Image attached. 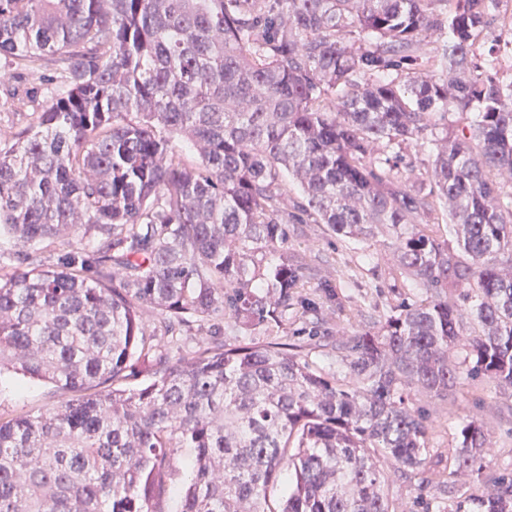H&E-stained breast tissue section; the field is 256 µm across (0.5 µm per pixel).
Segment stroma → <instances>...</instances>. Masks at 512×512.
<instances>
[{
	"mask_svg": "<svg viewBox=\"0 0 512 512\" xmlns=\"http://www.w3.org/2000/svg\"><path fill=\"white\" fill-rule=\"evenodd\" d=\"M57 76L56 66L49 63L9 71L5 82H0V102L10 92L19 105L0 114V128L15 131L28 126ZM286 249L305 271L298 288L291 291L290 306L280 324L235 327L229 318L219 317L201 328L193 322L176 335L163 336V348L173 356L187 357L216 337L231 346L276 338L296 346L312 368L344 381L349 377L344 360L353 337L376 327L401 302L421 296L414 282L396 271L387 233L356 241L336 236L323 224H292ZM65 397L53 384L11 372L0 375V417L44 413ZM409 404L427 418L429 452L421 469L390 482L387 491L394 512H425L435 502H447L443 490L457 452L458 428L476 413L494 451L478 472L467 477L462 492H483L491 473L512 476V390L468 377L442 399L410 391Z\"/></svg>",
	"mask_w": 512,
	"mask_h": 512,
	"instance_id": "35a3bbf8",
	"label": "stroma"
}]
</instances>
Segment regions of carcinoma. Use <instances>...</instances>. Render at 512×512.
<instances>
[{
	"label": "carcinoma",
	"instance_id": "carcinoma-1",
	"mask_svg": "<svg viewBox=\"0 0 512 512\" xmlns=\"http://www.w3.org/2000/svg\"><path fill=\"white\" fill-rule=\"evenodd\" d=\"M500 2L0 0V67L60 70L0 140V257L16 263L0 373L71 393L0 418V512H163L177 448L194 450L181 512H392L376 455L415 470L427 451L404 391L444 398L463 375L512 389V80L474 61ZM431 31L448 40L402 73ZM450 112L476 116L441 137ZM428 138L426 185L392 159ZM284 171L301 190L288 213ZM307 221L386 229L422 290L353 339L349 381L275 341L158 352L144 305L167 334L280 322L303 277L280 251ZM490 452L478 416L463 422L456 475ZM453 512H512V477Z\"/></svg>",
	"mask_w": 512,
	"mask_h": 512
}]
</instances>
